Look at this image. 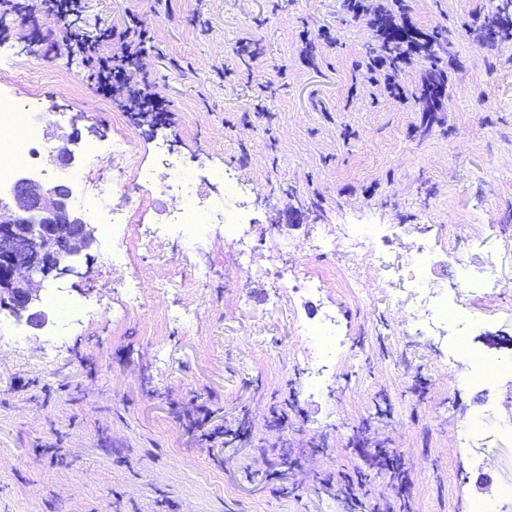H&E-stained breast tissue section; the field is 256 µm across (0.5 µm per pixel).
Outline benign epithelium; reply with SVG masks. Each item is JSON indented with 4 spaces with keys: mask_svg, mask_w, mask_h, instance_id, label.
I'll use <instances>...</instances> for the list:
<instances>
[{
    "mask_svg": "<svg viewBox=\"0 0 512 512\" xmlns=\"http://www.w3.org/2000/svg\"><path fill=\"white\" fill-rule=\"evenodd\" d=\"M71 196L67 186L25 176L17 179L9 194L0 195V211L10 216L0 224V272L8 278L0 289V310L25 314L35 327L46 323L47 314L40 309L38 289L30 286L34 275H80L75 259L97 242L96 229L81 223ZM63 226L67 234L62 240Z\"/></svg>",
    "mask_w": 512,
    "mask_h": 512,
    "instance_id": "7a95c632",
    "label": "benign epithelium"
}]
</instances>
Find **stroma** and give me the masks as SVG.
<instances>
[{
	"instance_id": "obj_1",
	"label": "stroma",
	"mask_w": 512,
	"mask_h": 512,
	"mask_svg": "<svg viewBox=\"0 0 512 512\" xmlns=\"http://www.w3.org/2000/svg\"><path fill=\"white\" fill-rule=\"evenodd\" d=\"M411 23L448 37L440 98L425 93L422 61L402 65L391 93L386 72L366 63L378 46L344 0H85L86 37L135 14L152 24L161 54L143 60L172 103L176 126L152 127L95 96L77 61L47 58L27 42L0 43V87L19 103L47 98L38 116L53 153L121 135L155 163L166 141L195 172L198 193L223 195L211 174L235 171L248 188L257 236L251 272L234 245L212 232L194 247L149 253L137 239L112 262L98 242L79 273L37 277L85 307L43 327L0 311V512H346L337 476L362 466L349 446L401 451L410 471L405 512H465L501 499L512 484V377L474 387L460 379L469 359L448 361L408 340L412 289L369 266L366 250L339 245L334 265L361 267L362 293L327 276L317 296L280 293V268L298 277L323 268L313 227L371 220L395 254L430 249L432 287H452L457 264L480 266L496 250L497 298L472 304L477 340L512 354V40L488 49V20L512 21L505 0H407ZM249 43L255 58L239 56ZM112 206L160 220L178 198L160 188ZM460 230L455 254L449 234ZM199 261L219 275L195 283ZM141 281L128 309L121 285ZM183 285L160 291L159 281ZM334 301L349 340L329 367L328 387L305 389L308 350L299 321ZM195 313L186 328L168 310ZM428 392H413L416 375ZM293 386L301 417L270 431L264 420ZM204 404L214 426L252 425L228 448L203 444L188 415ZM479 425L467 439L465 425ZM281 494H271V486Z\"/></svg>"
}]
</instances>
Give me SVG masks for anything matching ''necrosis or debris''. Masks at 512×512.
Returning <instances> with one entry per match:
<instances>
[{
  "label": "necrosis or debris",
  "mask_w": 512,
  "mask_h": 512,
  "mask_svg": "<svg viewBox=\"0 0 512 512\" xmlns=\"http://www.w3.org/2000/svg\"><path fill=\"white\" fill-rule=\"evenodd\" d=\"M45 109L41 97H34L31 102L21 106L11 94L0 90L1 190L10 189L19 172L24 171L38 178L46 175V156L36 148L40 140L36 115ZM158 151L165 158L164 176H157L154 170L141 167L137 170L136 183L130 185L116 182L104 187L108 193L127 194L135 190L145 191L148 185L158 182L165 191L181 197L182 206L173 218L154 224L151 232L141 236L142 247L153 252L172 239L189 245L213 229L220 228L225 238L236 245L238 269L250 270L252 239L245 229L249 219L239 202L241 184L238 179L223 171L215 172V179L224 184V204L214 206L194 193V174L184 166L179 156L164 145L159 146ZM82 206L89 223L99 225L101 232L111 234L113 258L124 257L128 233L133 223L129 213L104 206L98 197L84 199ZM373 261L379 270L397 276L413 288L415 328L418 334L438 337L449 356L465 352L479 365L487 360L486 351L472 346L473 323L463 298L467 295H497L501 285L495 276L498 263L496 251H487L481 271L460 266L457 290L452 294L444 288L428 289L426 278L430 255L425 248L420 247L395 258L377 253ZM298 329L301 336L305 337L310 351L307 386L311 389L320 388L327 362L334 351L342 346L336 312L333 308H324L317 320L300 322Z\"/></svg>",
  "instance_id": "necrosis-or-debris-1"
}]
</instances>
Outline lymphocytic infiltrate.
Masks as SVG:
<instances>
[{
	"label": "lymphocytic infiltrate",
	"mask_w": 512,
	"mask_h": 512,
	"mask_svg": "<svg viewBox=\"0 0 512 512\" xmlns=\"http://www.w3.org/2000/svg\"><path fill=\"white\" fill-rule=\"evenodd\" d=\"M83 0H0V42L29 38L38 40L41 52L57 53L66 47L69 56L78 58L83 78L97 95L112 99L122 111L157 126L171 127L175 114L166 97L156 91L142 70L144 57L156 50L152 27L132 15L123 26L100 29L96 39L85 38L77 24L83 16ZM43 13L66 22L70 31L65 45L39 40L35 13ZM393 472L400 488H407L409 475L402 466L396 449L376 447L367 458L366 468L344 474L343 488L349 512H377L378 505L370 496L372 474Z\"/></svg>",
	"instance_id": "1"
}]
</instances>
